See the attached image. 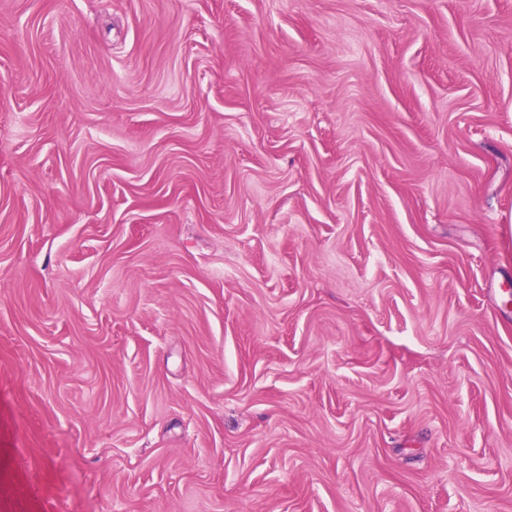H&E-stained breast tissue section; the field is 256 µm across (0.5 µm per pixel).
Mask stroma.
Segmentation results:
<instances>
[{
    "label": "stroma",
    "mask_w": 512,
    "mask_h": 512,
    "mask_svg": "<svg viewBox=\"0 0 512 512\" xmlns=\"http://www.w3.org/2000/svg\"><path fill=\"white\" fill-rule=\"evenodd\" d=\"M0 512H512V0H0Z\"/></svg>",
    "instance_id": "1"
}]
</instances>
